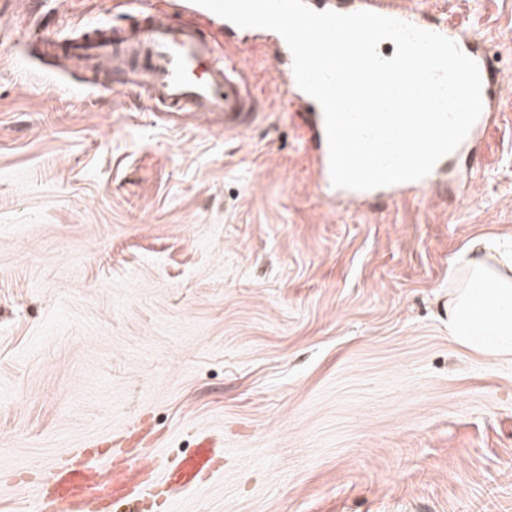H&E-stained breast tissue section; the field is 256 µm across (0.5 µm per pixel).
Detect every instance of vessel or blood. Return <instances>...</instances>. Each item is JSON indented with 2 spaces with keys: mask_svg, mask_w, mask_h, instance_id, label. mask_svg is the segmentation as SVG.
<instances>
[{
  "mask_svg": "<svg viewBox=\"0 0 512 512\" xmlns=\"http://www.w3.org/2000/svg\"><path fill=\"white\" fill-rule=\"evenodd\" d=\"M315 11L353 13L372 11L440 33L454 40L459 48L479 66L482 77V112L457 149L458 154L473 151L484 138L499 110L504 73L497 67L488 48L474 39L470 30L448 22L447 18L430 17L418 0H304ZM184 12L198 16V23L177 28L161 18L144 13L141 25L132 27L122 38H115L111 21L86 24L76 37L51 42L53 50L80 67L112 64L121 76L133 73L138 87L147 92L152 107L173 116L192 114L216 116L224 121L225 137L240 136L263 114L264 101L248 83L241 56L247 41L234 50L216 54L203 24L229 28L228 20L196 4L179 0ZM274 47L270 62L282 89L285 109L300 120V137L308 151L313 183L328 199H342L356 206L368 199L387 196L393 199L427 200L445 181L452 180L460 195H467L475 185V171H451L446 161H439L423 179L371 190L357 191L334 187L330 177L329 148L325 116L321 105L296 84L292 54L284 38L269 31ZM108 451L97 448L74 449L69 457L47 466L44 480L53 488L42 504L44 512H83L94 506L96 512H110L113 505L132 502L127 491L128 474L143 470L140 455L125 457L119 466H111ZM221 453L208 439L198 441L190 453L173 462L164 472V482L176 488L201 489L220 468Z\"/></svg>",
  "mask_w": 512,
  "mask_h": 512,
  "instance_id": "obj_1",
  "label": "vessel or blood"
}]
</instances>
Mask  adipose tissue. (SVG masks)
Listing matches in <instances>:
<instances>
[{
	"label": "adipose tissue",
	"instance_id": "obj_1",
	"mask_svg": "<svg viewBox=\"0 0 512 512\" xmlns=\"http://www.w3.org/2000/svg\"><path fill=\"white\" fill-rule=\"evenodd\" d=\"M488 259L479 239L460 254L469 277L448 298V334L457 344L497 358L512 355V279L493 272Z\"/></svg>",
	"mask_w": 512,
	"mask_h": 512
}]
</instances>
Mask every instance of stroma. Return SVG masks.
Instances as JSON below:
<instances>
[{
	"label": "stroma",
	"mask_w": 512,
	"mask_h": 512,
	"mask_svg": "<svg viewBox=\"0 0 512 512\" xmlns=\"http://www.w3.org/2000/svg\"><path fill=\"white\" fill-rule=\"evenodd\" d=\"M512 73V0H426ZM124 0H13L0 16V512L83 443L144 419L163 453L224 462L176 512H512V356L448 338L461 251L512 241V90L471 198L339 213L263 47L237 138L87 96L37 55Z\"/></svg>",
	"instance_id": "1"
}]
</instances>
